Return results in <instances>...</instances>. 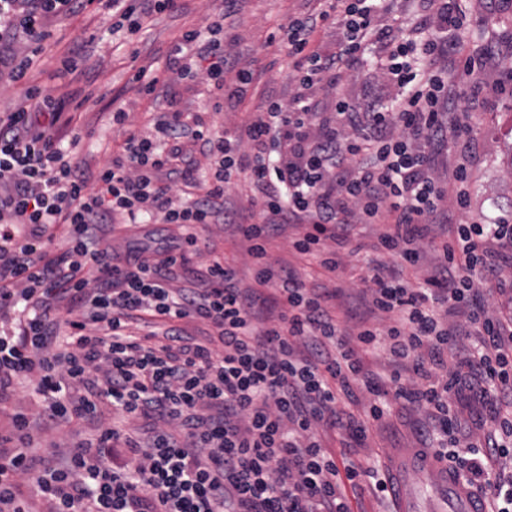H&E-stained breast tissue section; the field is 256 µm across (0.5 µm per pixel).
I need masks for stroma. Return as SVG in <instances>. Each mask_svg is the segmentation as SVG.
<instances>
[{
    "label": "stroma",
    "instance_id": "obj_1",
    "mask_svg": "<svg viewBox=\"0 0 512 512\" xmlns=\"http://www.w3.org/2000/svg\"><path fill=\"white\" fill-rule=\"evenodd\" d=\"M316 6V0H237L234 10L224 16L220 13L221 0H180L177 10L154 16L135 34L133 45L122 48L114 42L104 13L91 6L83 14L57 21L32 81L54 96L68 97L75 105L79 139L71 146L69 156L92 181L113 151L118 150L126 130L150 131L155 120L167 111L170 91L166 82H159L153 94L142 95L134 75L142 67L166 69L183 32L204 30L212 19L223 17L228 52L240 66L253 71L247 100L224 104L217 112L211 109L207 84L202 78L185 80L178 87L181 111L205 112L210 124L234 135L268 96L286 99L292 95L295 85L287 51L275 35L288 19L311 13ZM469 8L476 16L487 17L488 22L457 31L464 53H481L493 34L498 39L496 50L501 59L512 58V0H496L491 8L485 0H471ZM74 40L85 43V59L73 73L58 75L59 61ZM372 65V57H364L359 72L346 77L336 88L321 90L318 98L322 107L333 108L340 99L352 105L361 102L373 82ZM499 82V72L487 68L482 99L464 103L473 127L469 150L470 210L492 217L512 214V178L507 175V168L512 165V91H499ZM119 108L127 113L122 126L111 121L113 110ZM381 230L378 224L358 225L351 240L336 248L340 266L334 275L293 255L291 239L296 229L292 226L284 227L269 243L268 259L276 265H289L308 287L334 290L336 298L330 312L339 317L346 308L367 306L364 280L368 262L376 258L369 245ZM178 234L177 226L149 223L143 226L137 241L115 232L106 242L123 254L137 246L166 247ZM198 235L206 246L190 257L184 269L178 270L174 287H197V272L205 270L217 257L238 269L242 285L250 284L252 260L234 226L208 224L199 228ZM424 416V410L399 400L391 402L384 420L370 424L364 444L355 443L346 431L323 426L317 427L316 436L337 461L385 474L393 450L418 447L416 429Z\"/></svg>",
    "mask_w": 512,
    "mask_h": 512
}]
</instances>
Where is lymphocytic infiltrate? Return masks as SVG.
I'll return each mask as SVG.
<instances>
[{
	"instance_id": "1",
	"label": "lymphocytic infiltrate",
	"mask_w": 512,
	"mask_h": 512,
	"mask_svg": "<svg viewBox=\"0 0 512 512\" xmlns=\"http://www.w3.org/2000/svg\"><path fill=\"white\" fill-rule=\"evenodd\" d=\"M394 2L329 0L280 27L295 90L246 124L249 151L202 114L172 109L153 133L128 131L91 187L63 147L66 98L25 79L58 18L96 4L111 11V31L130 38L176 0H0V86H24L0 113V397L25 380L43 401L41 419L56 425L103 408L166 424L144 437L101 425L47 460L35 421L15 413L0 433V512H348L342 483L365 471L338 466L311 431L350 424L337 393L379 394L362 346L411 362L417 383L397 374L391 383L427 411V447L482 493L485 512H512V479L500 477L512 458V309L489 311L481 297L484 284L512 280V225L477 214L436 244L434 274L415 285L405 278L422 258L425 225L468 207V159L450 189L434 167L436 153L470 133L448 65L472 73L495 50L478 61L449 39L463 25L458 0H424L410 23L395 18ZM222 28L213 21L205 41L183 33L170 72L203 75L219 97L239 102L253 74L236 67ZM320 28L335 30L334 48L313 46ZM366 45L386 92L362 111L340 100L321 116L314 89L341 83ZM240 173L259 209L252 223L224 209V187ZM146 214L177 225V241L124 255L105 246L107 233L136 232ZM217 216L249 242L255 288L239 287L218 260L199 287H173L188 250L200 247L197 227ZM377 222L387 229L375 248L397 262L372 266L371 305L398 320L384 333L361 325L353 343L328 311L330 294L268 263L266 244L279 225H300L293 249L333 272L329 241ZM267 289L282 311L260 328ZM458 311L471 343H458L461 331L448 323ZM189 318L209 327L206 341L185 331ZM454 404L485 406L492 422L464 457L439 441L462 425L449 414Z\"/></svg>"
}]
</instances>
